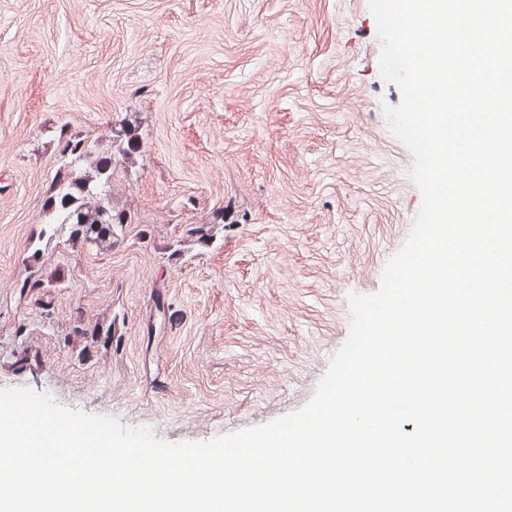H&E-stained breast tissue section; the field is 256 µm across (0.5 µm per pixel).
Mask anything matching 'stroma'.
I'll list each match as a JSON object with an SVG mask.
<instances>
[{
    "instance_id": "obj_1",
    "label": "stroma",
    "mask_w": 512,
    "mask_h": 512,
    "mask_svg": "<svg viewBox=\"0 0 512 512\" xmlns=\"http://www.w3.org/2000/svg\"><path fill=\"white\" fill-rule=\"evenodd\" d=\"M380 53L368 0H0V388L174 443L303 409L422 206ZM126 122L132 223L42 245L60 135ZM35 251L64 279L33 301Z\"/></svg>"
}]
</instances>
